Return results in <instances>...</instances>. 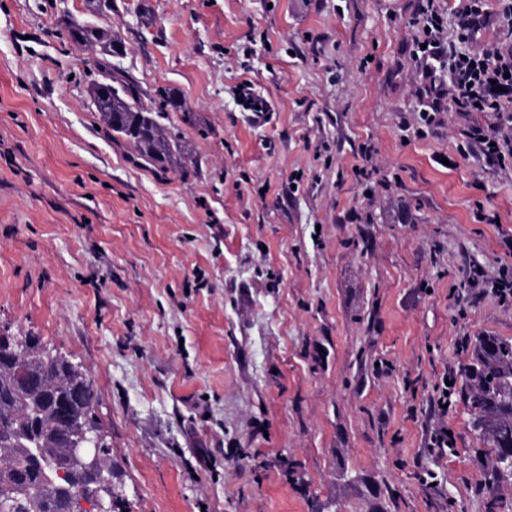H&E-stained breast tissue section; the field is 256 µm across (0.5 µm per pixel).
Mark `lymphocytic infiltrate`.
Returning a JSON list of instances; mask_svg holds the SVG:
<instances>
[{
	"mask_svg": "<svg viewBox=\"0 0 512 512\" xmlns=\"http://www.w3.org/2000/svg\"><path fill=\"white\" fill-rule=\"evenodd\" d=\"M455 15L457 31L451 37L434 0L422 12L413 59L429 81L416 89L427 101L418 118L433 127L442 124L450 108L493 113L496 124L470 127L463 137L486 158L501 165L512 162V0L499 3L501 39L477 51L465 44L489 17L484 0H459Z\"/></svg>",
	"mask_w": 512,
	"mask_h": 512,
	"instance_id": "lymphocytic-infiltrate-1",
	"label": "lymphocytic infiltrate"
}]
</instances>
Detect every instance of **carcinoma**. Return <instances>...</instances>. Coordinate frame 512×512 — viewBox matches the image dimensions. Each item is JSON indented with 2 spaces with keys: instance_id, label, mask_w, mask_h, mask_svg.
<instances>
[{
  "instance_id": "obj_1",
  "label": "carcinoma",
  "mask_w": 512,
  "mask_h": 512,
  "mask_svg": "<svg viewBox=\"0 0 512 512\" xmlns=\"http://www.w3.org/2000/svg\"><path fill=\"white\" fill-rule=\"evenodd\" d=\"M67 35L73 42L101 48L109 56L123 51L115 42L101 45V39L83 26L69 25ZM102 70V79L96 81L91 95L97 98L95 109L112 137L132 144L142 160L161 170L178 165L180 132L166 130L159 118L167 112L190 116L183 98L159 87L147 107L135 82L115 76L108 62L102 64ZM21 370L37 379V387L19 384ZM459 376L473 431L490 448L483 490L488 512H496V487L505 477L512 478V472L499 465V450L512 448V341L477 337ZM61 395L70 397L71 427L66 430L54 408L55 398ZM94 404L93 387L81 389L66 365L43 356L37 341H29L19 354L0 351V512H60V486L88 481L77 471L60 477L56 470L67 465V437L93 414Z\"/></svg>"
}]
</instances>
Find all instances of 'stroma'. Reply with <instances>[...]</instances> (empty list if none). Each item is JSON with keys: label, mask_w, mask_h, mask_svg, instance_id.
I'll list each match as a JSON object with an SVG mask.
<instances>
[{"label": "stroma", "mask_w": 512, "mask_h": 512, "mask_svg": "<svg viewBox=\"0 0 512 512\" xmlns=\"http://www.w3.org/2000/svg\"><path fill=\"white\" fill-rule=\"evenodd\" d=\"M422 6L116 0L117 69L207 128L166 113L162 174L101 127L84 0H0V332L90 376L112 512H487L435 387L473 337L512 340L468 283L512 267V164L462 137L492 113L417 122ZM68 37L75 43L87 46L91 49L99 50V52L104 56H114L123 51V47L117 44L114 40L111 45H103L101 43V39L97 38L92 30L87 29L83 26H78L77 24H70L67 28ZM98 45L103 49H99ZM107 54H105V53ZM239 104L245 111L253 112V118L258 121L266 118V113L269 112L267 102L257 95L254 91L252 84L245 80L241 82L236 89ZM260 106V109H256Z\"/></svg>", "instance_id": "35a3bbf8"}]
</instances>
